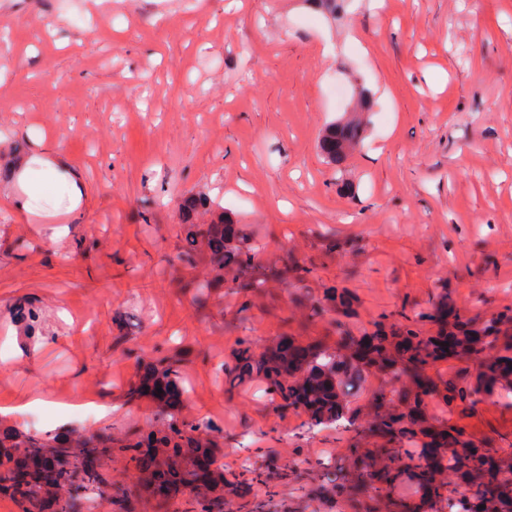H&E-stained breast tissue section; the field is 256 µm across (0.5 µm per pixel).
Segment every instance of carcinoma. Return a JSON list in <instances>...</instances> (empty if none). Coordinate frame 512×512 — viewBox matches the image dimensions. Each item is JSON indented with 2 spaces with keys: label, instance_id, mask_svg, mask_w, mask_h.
<instances>
[{
  "label": "carcinoma",
  "instance_id": "obj_1",
  "mask_svg": "<svg viewBox=\"0 0 512 512\" xmlns=\"http://www.w3.org/2000/svg\"><path fill=\"white\" fill-rule=\"evenodd\" d=\"M363 133V121L349 116L325 129L320 151L334 164L354 150ZM180 218L186 226L185 257L191 258L198 244H203L213 275V280L197 286L196 300L202 303L212 281L224 280V268L236 267L243 275L249 272L251 250L244 245V228L205 197H186ZM423 319L437 322L438 331L422 334L417 324ZM511 328L512 310L479 321L459 312L450 319L448 305L441 300L432 311L414 319L407 317L403 323L382 320L368 336H342L334 349L286 338L259 352L251 341L241 339L224 376L231 388L252 380L264 382L281 410L305 411L313 428L334 425L377 438L373 448L357 444L350 448L352 464L358 468L356 483L348 485L336 472L327 473L336 497L347 493L357 497L363 512H374L381 498L405 482L421 496L417 502L399 501L396 512H421L430 502L436 512H512V468L501 465L499 449L474 444L459 428L433 427L422 414L429 398L466 411L498 387L512 390ZM449 346L458 358L472 365L473 372L437 381L428 371L447 355ZM372 372L384 373L401 385L397 400L379 396L365 413L347 411L339 390L361 383ZM181 380L174 360L158 361L146 370L130 395L138 397L148 390L155 395L162 390L159 401L165 421L160 429L122 444L116 451L132 467L150 472L157 476L158 484L167 487L159 496L160 508H165L171 496L188 495L185 512H224L222 493L201 501L191 498L201 484L224 485V474L214 468L203 475L195 466L197 456H212V439L209 427L186 422L173 413ZM91 443L112 448V440L102 434L52 442L17 433L0 434V455L11 462L0 471V487L18 498L25 512H46L53 504L58 512H89L85 507L88 491L104 488L127 501L125 487L105 483L99 468L85 465L81 449ZM30 467L36 469L32 481L16 480V472ZM290 475L289 469H254L239 475L242 491L249 497L247 512L261 509L251 498L254 489L266 490ZM50 486L65 487L68 495L44 496Z\"/></svg>",
  "mask_w": 512,
  "mask_h": 512
}]
</instances>
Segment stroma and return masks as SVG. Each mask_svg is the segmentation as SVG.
Returning a JSON list of instances; mask_svg holds the SVG:
<instances>
[{
	"label": "stroma",
	"instance_id": "1",
	"mask_svg": "<svg viewBox=\"0 0 512 512\" xmlns=\"http://www.w3.org/2000/svg\"><path fill=\"white\" fill-rule=\"evenodd\" d=\"M0 31V407L27 406L0 430L49 435L52 403L81 398L112 415L71 409L67 431L123 444L160 426L130 383L173 356L179 416L213 427L225 474L243 454L293 469L263 512H354L318 468L347 463L350 434L224 366L242 338L332 348L442 295L476 319L512 309V0H0ZM365 91L362 145L326 163L323 131ZM190 194L251 230L262 288L228 268L195 302ZM329 288L350 313L318 310ZM426 412L512 457V397ZM100 463L130 512H182L122 455Z\"/></svg>",
	"mask_w": 512,
	"mask_h": 512
}]
</instances>
